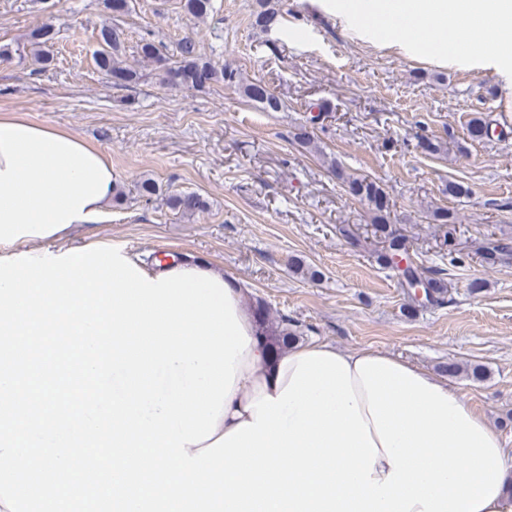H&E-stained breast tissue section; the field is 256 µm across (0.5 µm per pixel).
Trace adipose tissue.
Listing matches in <instances>:
<instances>
[{"label":"adipose tissue","instance_id":"ef3b65f1","mask_svg":"<svg viewBox=\"0 0 512 512\" xmlns=\"http://www.w3.org/2000/svg\"><path fill=\"white\" fill-rule=\"evenodd\" d=\"M363 26L423 46L443 59L482 53L486 23L512 31V0H344ZM117 182L112 163L98 148L71 132L32 123L20 115L0 117V246H31L33 253L66 250L71 232L82 224L108 220ZM196 269L223 278L236 315L251 342L235 373L234 386L219 417L217 435L253 419L250 403L277 397L288 385L298 355L333 352L332 344L296 345L273 356L258 336L249 287L222 267L183 260L156 265L150 278L173 270Z\"/></svg>","mask_w":512,"mask_h":512}]
</instances>
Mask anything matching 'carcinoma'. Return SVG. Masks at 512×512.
<instances>
[{
	"mask_svg": "<svg viewBox=\"0 0 512 512\" xmlns=\"http://www.w3.org/2000/svg\"><path fill=\"white\" fill-rule=\"evenodd\" d=\"M256 4L254 23L267 30L277 22L280 10L272 0H256ZM184 7L194 17L203 18L212 11L213 4L212 0H184ZM52 39L48 27L34 33L30 54L35 63L45 65L52 60ZM99 43L101 49L94 52V58L101 71L110 77H120L123 87L128 89L144 79L146 73L122 60V41L117 25H102L99 30ZM176 51L177 60L174 61L163 55L160 45L151 38L144 37L138 44V54L142 62L153 65L152 71L163 86L200 90L213 83L222 82L227 86L237 87L246 99L261 105L267 112H279L283 109L282 101L262 82H246L240 71L204 60L197 51V42L193 36L182 37L177 43ZM329 168L350 195L367 205L370 224L385 244L384 253L381 255L384 264L393 265L394 256L407 255L404 238L392 228L393 204L384 188L368 176L356 177L349 174L335 159L330 160ZM167 204L183 217H191L205 207V201L195 192L174 193L168 197ZM505 252L507 247L491 239L476 248L482 262L492 266L503 260ZM402 276L407 282L415 279L422 283L427 302L438 304L443 301L445 288L440 279L424 277L412 265L402 271ZM254 314L260 338L273 355H280L297 341L296 330L290 328L288 317H270L266 305L260 301L255 304Z\"/></svg>",
	"mask_w": 512,
	"mask_h": 512,
	"instance_id": "cac0c4a2",
	"label": "carcinoma"
}]
</instances>
